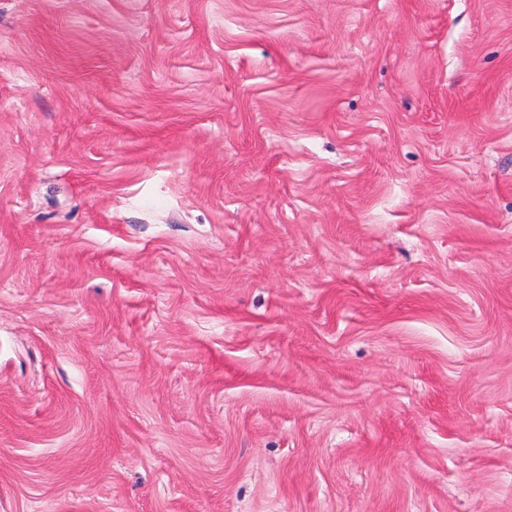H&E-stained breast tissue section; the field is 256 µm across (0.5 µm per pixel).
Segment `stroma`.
Returning <instances> with one entry per match:
<instances>
[{
	"label": "stroma",
	"instance_id": "1",
	"mask_svg": "<svg viewBox=\"0 0 512 512\" xmlns=\"http://www.w3.org/2000/svg\"><path fill=\"white\" fill-rule=\"evenodd\" d=\"M0 512H512V0H0Z\"/></svg>",
	"mask_w": 512,
	"mask_h": 512
}]
</instances>
